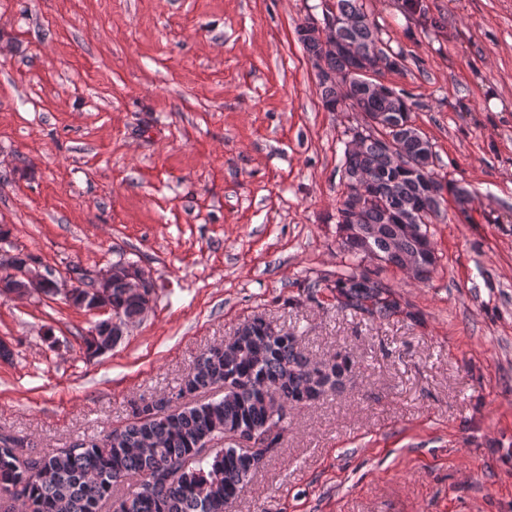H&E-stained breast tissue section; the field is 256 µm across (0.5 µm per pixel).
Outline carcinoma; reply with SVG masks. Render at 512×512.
Masks as SVG:
<instances>
[{
	"label": "carcinoma",
	"instance_id": "obj_1",
	"mask_svg": "<svg viewBox=\"0 0 512 512\" xmlns=\"http://www.w3.org/2000/svg\"><path fill=\"white\" fill-rule=\"evenodd\" d=\"M339 20L336 37L363 53L383 43L378 28L369 19L364 0H329ZM303 50L337 81L322 84L318 93L328 110L358 107L383 122L381 131L367 137L359 149L344 153V177L368 174L373 191L360 203L357 237L342 243L349 266L332 277L310 281L306 299L314 301L327 288L341 309L372 322L386 321L404 311L400 296L375 271L358 270L364 245L386 265L401 268L406 262H423L417 236L404 234L395 217L418 205L415 218L423 232L445 217L448 193L459 206L467 197L434 170L433 145L424 134L409 136L414 127L412 105L391 91L373 94L363 77L353 72V62L332 55L314 39L299 37ZM410 165L422 163L433 188L395 173L397 159ZM141 298L129 293L121 278L112 281V317L96 322V335L83 336L90 355L102 346L120 340V324L138 315ZM239 345H213L204 350L181 379L177 396L183 393L219 391L220 397L186 404L177 410L159 412L142 398L132 407L125 425L106 437L81 441L36 456L22 451L23 444L0 436V512H102L113 503V512H225L245 481L252 477L264 457L272 452L286 430L273 418L272 398L294 402L306 388L318 392L314 401L336 395L344 387L339 375H325L320 365L341 359L347 374L357 361L339 351L323 360L304 352L301 337L287 332L267 338L263 316L245 319L235 330ZM246 427L267 435L266 444L249 459L232 448H224V431ZM214 448H205L208 443ZM137 476L138 486L117 500L112 493L123 480Z\"/></svg>",
	"mask_w": 512,
	"mask_h": 512
}]
</instances>
